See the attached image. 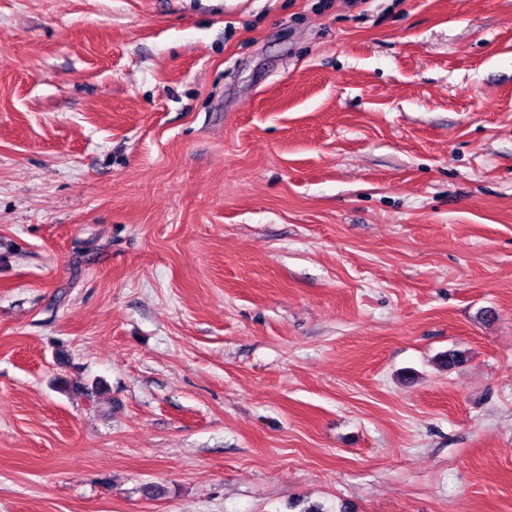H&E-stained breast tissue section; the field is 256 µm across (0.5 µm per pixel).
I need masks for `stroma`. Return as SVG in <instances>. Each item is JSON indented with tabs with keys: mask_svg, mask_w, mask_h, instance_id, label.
<instances>
[{
	"mask_svg": "<svg viewBox=\"0 0 512 512\" xmlns=\"http://www.w3.org/2000/svg\"><path fill=\"white\" fill-rule=\"evenodd\" d=\"M0 512H512V0H0Z\"/></svg>",
	"mask_w": 512,
	"mask_h": 512,
	"instance_id": "stroma-1",
	"label": "stroma"
}]
</instances>
